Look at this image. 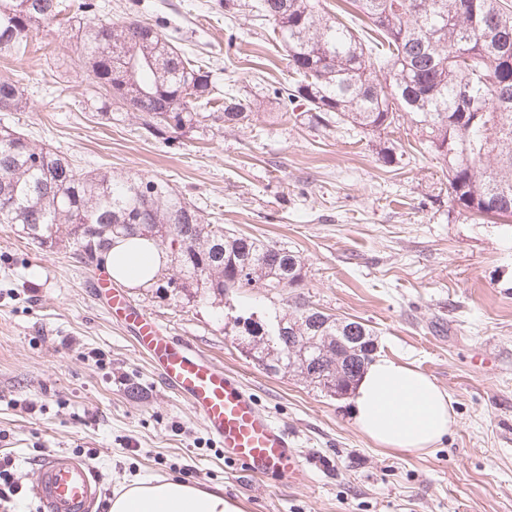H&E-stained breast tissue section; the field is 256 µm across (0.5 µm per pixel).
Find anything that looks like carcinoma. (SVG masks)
I'll return each mask as SVG.
<instances>
[{
  "label": "carcinoma",
  "mask_w": 512,
  "mask_h": 512,
  "mask_svg": "<svg viewBox=\"0 0 512 512\" xmlns=\"http://www.w3.org/2000/svg\"><path fill=\"white\" fill-rule=\"evenodd\" d=\"M62 16L61 0H0V56L25 53L53 20L69 27L81 50L86 79L101 90L90 102L112 116L132 96L145 134L166 141L209 128L249 122L264 103L304 109L308 122L348 126L366 135L413 129L420 149L448 173V198L473 221L512 224V0H342L336 11L321 0H258V16L285 46L288 83L268 96L227 92L211 80L204 60L185 52L141 20ZM368 20L358 32L345 23ZM21 82L0 77V112H25ZM0 224H21L32 239L78 241L83 224H125L126 235L166 243L185 288L221 298L261 288L271 297L300 287L303 260L284 245L213 224L192 201L154 178L132 179L84 170L63 153L0 124ZM176 225L187 248L165 239ZM112 235L83 237L81 260L109 245ZM236 318L241 343L274 373L317 369L316 387L336 396L355 388L373 360L361 350L336 365L346 329L372 345L373 329L341 320L297 296L267 326V339ZM300 348L288 355V339Z\"/></svg>",
  "instance_id": "1"
}]
</instances>
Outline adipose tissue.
<instances>
[{
    "mask_svg": "<svg viewBox=\"0 0 512 512\" xmlns=\"http://www.w3.org/2000/svg\"><path fill=\"white\" fill-rule=\"evenodd\" d=\"M168 254L146 237H118L102 255L112 279L146 288ZM357 429L378 447L426 451L455 423L451 401L432 379L400 361L376 357L362 374L352 400ZM110 512H241L222 488L205 490L171 477H138L115 493Z\"/></svg>",
    "mask_w": 512,
    "mask_h": 512,
    "instance_id": "1",
    "label": "adipose tissue"
}]
</instances>
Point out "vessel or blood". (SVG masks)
I'll use <instances>...</instances> for the list:
<instances>
[{
    "label": "vessel or blood",
    "instance_id": "vessel-or-blood-1",
    "mask_svg": "<svg viewBox=\"0 0 512 512\" xmlns=\"http://www.w3.org/2000/svg\"><path fill=\"white\" fill-rule=\"evenodd\" d=\"M95 292L105 297L109 313L124 322L136 348L147 354L164 385L186 401L223 446L227 458L251 476L286 483L303 478L300 456L287 430L259 408L236 377L134 309L107 275H99ZM32 496L41 512H96L101 498L98 472L79 455L51 453L38 463Z\"/></svg>",
    "mask_w": 512,
    "mask_h": 512
}]
</instances>
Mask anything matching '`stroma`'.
<instances>
[{
  "label": "stroma",
  "mask_w": 512,
  "mask_h": 512,
  "mask_svg": "<svg viewBox=\"0 0 512 512\" xmlns=\"http://www.w3.org/2000/svg\"><path fill=\"white\" fill-rule=\"evenodd\" d=\"M236 2L229 17L224 0H99V16L159 26L206 61L217 85L262 95L287 81L284 51L256 0ZM70 36L54 22L41 34L47 51L0 57V76L20 79L31 102L7 123L83 167L167 180L213 223L288 245L304 268L286 296L372 327L378 354L448 393L456 423L426 452L378 448L354 426L349 398L246 355L234 318L270 307L263 290L221 301L126 289L171 335L235 374L305 467L298 483L246 475L105 313L74 246L0 224V450L24 486L0 512H38L36 464L60 450L88 459L109 496L139 475L223 487L243 512H512V224L460 215L438 161L406 149L402 132L376 138L274 113L168 142L146 136L126 110L102 118L85 108L91 88Z\"/></svg>",
  "instance_id": "1"
}]
</instances>
